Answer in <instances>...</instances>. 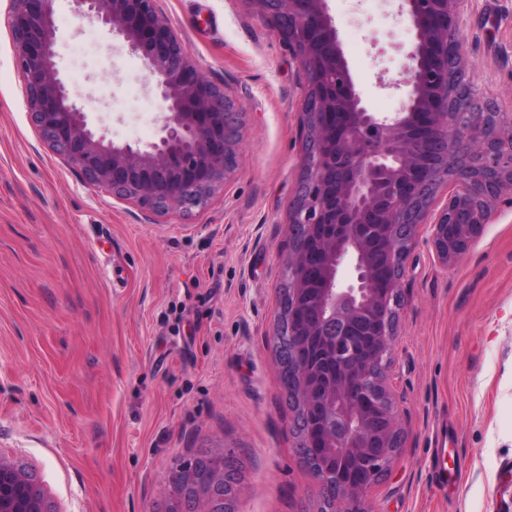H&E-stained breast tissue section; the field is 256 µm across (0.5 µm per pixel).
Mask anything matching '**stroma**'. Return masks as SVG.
<instances>
[{
	"mask_svg": "<svg viewBox=\"0 0 512 512\" xmlns=\"http://www.w3.org/2000/svg\"><path fill=\"white\" fill-rule=\"evenodd\" d=\"M206 79L242 114L236 167L205 209L148 215L86 186L25 107L0 0V455L57 512H209L176 466L221 457L234 512H320L296 457L272 352L288 211L304 164L306 74L256 0H158ZM365 107L402 111L414 31L402 0H327ZM56 62L90 127L157 141L138 54L54 8ZM481 104L512 110V0H462ZM420 227L388 378L404 438L372 512H512V201L443 265ZM456 479L434 485V448Z\"/></svg>",
	"mask_w": 512,
	"mask_h": 512,
	"instance_id": "35a3bbf8",
	"label": "stroma"
}]
</instances>
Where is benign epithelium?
Returning <instances> with one entry per match:
<instances>
[{"instance_id":"obj_1","label":"benign epithelium","mask_w":512,"mask_h":512,"mask_svg":"<svg viewBox=\"0 0 512 512\" xmlns=\"http://www.w3.org/2000/svg\"><path fill=\"white\" fill-rule=\"evenodd\" d=\"M54 0H12L10 27L27 112L46 146L86 182L156 214L203 207L236 164L241 113L206 79L184 42L159 13L157 0H72L78 12L105 25L138 53L159 93L164 116L157 141L140 147L94 133L54 62ZM298 57L307 76L302 103L306 166L290 209L283 264L288 313L272 336L276 361L288 370V402L300 422V464L336 493L335 512H370L367 494L389 472L403 439L402 420L387 385L405 261L418 227L454 261L475 242L491 203L512 197V113L475 111L478 93L463 77L456 37L459 0H403L415 31L407 101L393 115L369 111L355 89L326 0H256ZM448 184L443 206L437 190ZM368 224L390 229L395 270L379 288ZM315 241L319 288L310 316L290 336H307L333 351L336 374L300 358L285 361L284 320H293L309 292L306 243ZM381 321L367 357L347 350L368 320ZM359 461L367 477L344 478ZM224 512V485L234 483L224 458L209 460ZM0 512H56L23 466L0 456Z\"/></svg>"}]
</instances>
